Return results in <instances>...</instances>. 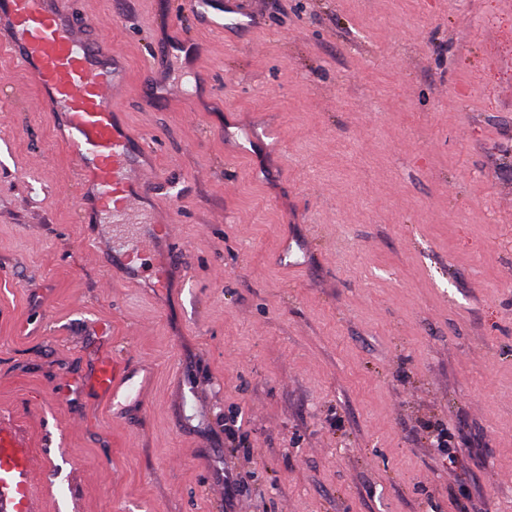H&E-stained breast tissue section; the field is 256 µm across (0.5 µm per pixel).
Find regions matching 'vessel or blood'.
<instances>
[{
    "instance_id": "1",
    "label": "vessel or blood",
    "mask_w": 512,
    "mask_h": 512,
    "mask_svg": "<svg viewBox=\"0 0 512 512\" xmlns=\"http://www.w3.org/2000/svg\"><path fill=\"white\" fill-rule=\"evenodd\" d=\"M192 15L211 30L235 29L240 11L225 0L221 18H209L211 0H185ZM94 24L78 28L70 0H0V46L7 48L33 76L39 90L37 107L50 113L61 142L74 158L82 212L107 215L113 231L136 224L149 241L169 239L167 228L150 222V205L159 184L145 141L123 122L112 105L122 88L127 63L94 36ZM170 45L157 47L149 67L151 94L168 72ZM113 269L137 282L144 275L165 284L178 274L173 255L152 256L146 250L112 253ZM154 376L152 366L113 361L101 353L85 380L87 391L108 409L140 395ZM38 484L34 459L15 426L0 413V512H37Z\"/></svg>"
}]
</instances>
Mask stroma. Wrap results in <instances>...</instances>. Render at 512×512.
Returning a JSON list of instances; mask_svg holds the SVG:
<instances>
[{
	"label": "stroma",
	"mask_w": 512,
	"mask_h": 512,
	"mask_svg": "<svg viewBox=\"0 0 512 512\" xmlns=\"http://www.w3.org/2000/svg\"><path fill=\"white\" fill-rule=\"evenodd\" d=\"M240 6L219 35L182 0H75L164 175L162 288L85 246L76 163L0 50V409L41 512H512V0ZM173 34L194 68L146 102ZM263 121L279 144L226 152ZM105 349L155 368L119 418L84 391ZM172 50L171 44H166L157 47L154 54L151 56L149 68L152 70V81L150 84L151 95H162L159 90L165 92V84L160 87V78L169 73L168 62L172 58L170 51Z\"/></svg>",
	"instance_id": "35a3bbf8"
}]
</instances>
